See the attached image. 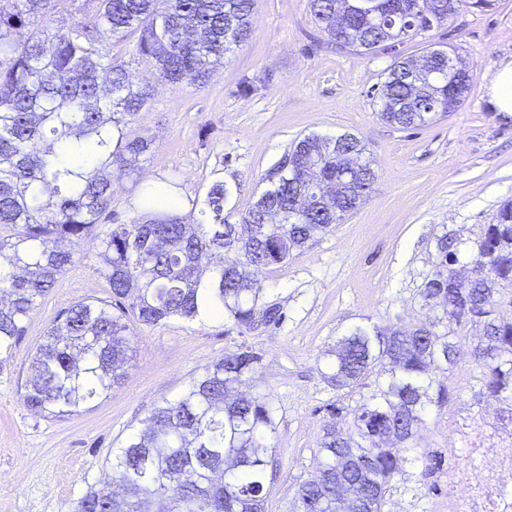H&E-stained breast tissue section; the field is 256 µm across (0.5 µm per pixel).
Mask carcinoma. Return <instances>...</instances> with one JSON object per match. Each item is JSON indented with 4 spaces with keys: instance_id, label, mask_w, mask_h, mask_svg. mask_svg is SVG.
<instances>
[{
    "instance_id": "obj_1",
    "label": "carcinoma",
    "mask_w": 512,
    "mask_h": 512,
    "mask_svg": "<svg viewBox=\"0 0 512 512\" xmlns=\"http://www.w3.org/2000/svg\"><path fill=\"white\" fill-rule=\"evenodd\" d=\"M0 12V354L12 350L37 301L74 261V247L112 203V175L138 172L151 140L131 130L149 92L133 85L125 62L104 44L132 40L169 83L206 84L224 55L252 31L255 0H84L87 21L50 31L53 0H19ZM441 12L486 8L493 0H434ZM329 41L373 52L410 32L433 28L417 0H309ZM436 72L395 62L377 90L379 116L408 129L455 111L473 71L448 52ZM84 157V166L66 162ZM376 179L353 134L296 140L264 176L268 188L241 215L224 213V181L210 186L199 218L143 213L99 233L101 275L111 300L70 307L46 331L31 361L22 399L38 413L65 417L122 384L130 360L128 318L157 325L194 321L220 306L241 330L278 325L277 304L260 306L254 274L301 254L335 228L336 213L367 199ZM422 296L446 320L403 334L356 325L329 351L324 378L338 390L375 389L354 405L326 404L313 474L298 483L296 512H385L410 464L430 475L441 455L418 447V429L455 393L433 378L468 359L487 393L512 421V317L496 297L512 288V203L473 242L471 275L454 283L460 241L443 235ZM483 326L465 349L456 329ZM258 353L242 344L206 366L184 392L165 400L112 451L111 473L79 500L76 512H264L275 432L267 394L239 390Z\"/></svg>"
}]
</instances>
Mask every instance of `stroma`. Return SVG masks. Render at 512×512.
I'll return each mask as SVG.
<instances>
[{
    "mask_svg": "<svg viewBox=\"0 0 512 512\" xmlns=\"http://www.w3.org/2000/svg\"><path fill=\"white\" fill-rule=\"evenodd\" d=\"M250 38L227 55L206 85L161 81L134 47L122 50L130 80L150 98L133 124L151 138L138 174L117 178L99 230L139 216L141 179L175 177L178 194L203 201L215 180L229 190L225 211L240 217L265 190L264 173L307 135L351 133L376 173L366 201L302 254L256 274L260 303L279 304L280 326L240 333L229 320L131 322L133 358L109 396L61 418L31 411L21 395L36 346L68 307L104 299L98 242L86 239L55 287L39 299L10 353L0 356V512H75L109 472L118 447L155 406L182 394L225 350L260 356L243 391L276 408V475L265 512H294L300 481L315 466L323 406L337 397L319 371L325 350L357 324L410 329L435 322L420 295L450 234L470 247L512 201V115L492 111L487 86L512 59V0L464 7L394 47L354 52L328 43L309 0H259ZM439 46L474 72L466 101L425 127L397 129L379 115L375 91L393 63ZM456 397L421 427L420 447L442 452V470L407 467L387 512H502L512 491V425L499 418L473 365L448 374Z\"/></svg>",
    "mask_w": 512,
    "mask_h": 512,
    "instance_id": "stroma-1",
    "label": "stroma"
}]
</instances>
